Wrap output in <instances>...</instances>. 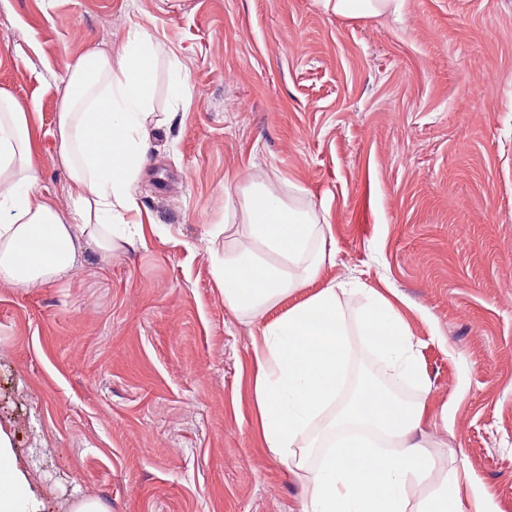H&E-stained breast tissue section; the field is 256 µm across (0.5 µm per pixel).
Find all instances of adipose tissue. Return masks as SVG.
<instances>
[{
	"mask_svg": "<svg viewBox=\"0 0 512 512\" xmlns=\"http://www.w3.org/2000/svg\"><path fill=\"white\" fill-rule=\"evenodd\" d=\"M408 0H323L326 12L366 19L398 16ZM168 51L148 27H132L114 53L88 50L68 68L69 96L57 118L60 160L69 173L72 207L61 215L37 195L39 135L28 106L0 94V282L35 288L67 275L81 244L102 261L116 247L134 245V186L151 148L149 104L155 66ZM247 241L212 261L235 314L262 319L271 306L316 279L326 260L313 253L326 230L308 209L287 204L265 172L240 198ZM360 296L355 310L343 302ZM375 351L384 381L361 379L349 400L341 395L355 344ZM253 405L269 453L303 467L315 447L311 425L329 408L326 450L306 481L299 512H465L460 475L424 491L439 461L415 441L432 412L426 401L405 403L390 391L401 382L428 384L414 336L386 296L333 282L277 319L254 340ZM13 434L0 425V512H48L45 488L30 472Z\"/></svg>",
	"mask_w": 512,
	"mask_h": 512,
	"instance_id": "obj_1",
	"label": "adipose tissue"
}]
</instances>
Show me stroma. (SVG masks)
<instances>
[{
    "label": "stroma",
    "instance_id": "stroma-1",
    "mask_svg": "<svg viewBox=\"0 0 512 512\" xmlns=\"http://www.w3.org/2000/svg\"><path fill=\"white\" fill-rule=\"evenodd\" d=\"M142 24L191 86L156 66L136 183L143 239L38 288L0 283V424L55 503L109 512H298L303 483L260 448L249 373L258 322L224 304L205 232L242 223L263 169L330 225L334 254L274 320L330 280L399 305L453 401L424 439L426 485L465 468L462 498L512 512V0H409L345 19L320 0H0V92L32 108L38 194L67 213L56 117L66 67ZM171 66V78L169 82V95L174 101L183 100L191 93V87L182 74L181 68L177 60H169Z\"/></svg>",
    "mask_w": 512,
    "mask_h": 512
}]
</instances>
